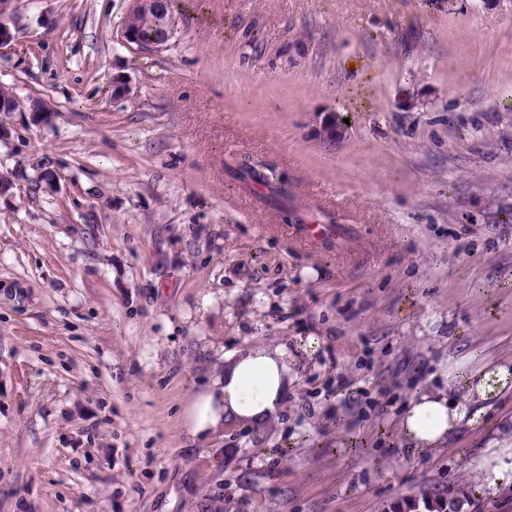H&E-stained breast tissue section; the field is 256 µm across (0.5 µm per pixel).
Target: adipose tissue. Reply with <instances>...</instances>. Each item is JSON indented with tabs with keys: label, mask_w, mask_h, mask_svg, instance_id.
<instances>
[{
	"label": "adipose tissue",
	"mask_w": 512,
	"mask_h": 512,
	"mask_svg": "<svg viewBox=\"0 0 512 512\" xmlns=\"http://www.w3.org/2000/svg\"><path fill=\"white\" fill-rule=\"evenodd\" d=\"M291 369L285 351L253 346L224 358V370L186 409L192 436L217 432L225 420L262 425L281 412L288 396ZM512 385V368L498 365L491 370L463 373L446 388L425 391L411 399L401 417L402 437L408 446L425 451L442 445L463 423L479 416V402ZM512 449V423L504 424L473 471L481 486L496 489L512 482V463L505 454Z\"/></svg>",
	"instance_id": "obj_1"
}]
</instances>
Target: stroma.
<instances>
[{"instance_id":"35a3bbf8","label":"stroma","mask_w":512,"mask_h":512,"mask_svg":"<svg viewBox=\"0 0 512 512\" xmlns=\"http://www.w3.org/2000/svg\"><path fill=\"white\" fill-rule=\"evenodd\" d=\"M131 5L22 6L0 49L46 110L0 112V512H512L467 471L512 393L399 430L440 367L512 362V0H179L153 53ZM252 342L294 361L280 422L191 438ZM321 114L316 117L313 128L316 138L327 144L336 143L344 137L345 125L333 112H326L323 117Z\"/></svg>"}]
</instances>
